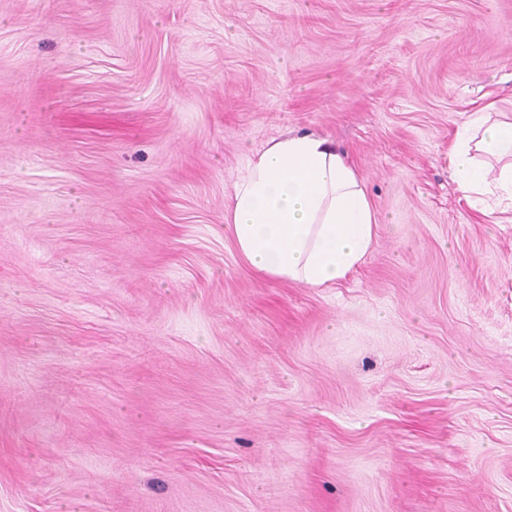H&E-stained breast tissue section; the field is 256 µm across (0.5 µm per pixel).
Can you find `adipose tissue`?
<instances>
[{
	"instance_id": "obj_1",
	"label": "adipose tissue",
	"mask_w": 512,
	"mask_h": 512,
	"mask_svg": "<svg viewBox=\"0 0 512 512\" xmlns=\"http://www.w3.org/2000/svg\"><path fill=\"white\" fill-rule=\"evenodd\" d=\"M480 153L500 161L501 182L512 189V118L474 112L459 126L449 161L470 198L489 174ZM228 228L238 255L259 276L319 288L363 262L376 219L356 172L327 139L288 133L247 158Z\"/></svg>"
}]
</instances>
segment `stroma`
<instances>
[{"label": "stroma", "instance_id": "obj_1", "mask_svg": "<svg viewBox=\"0 0 512 512\" xmlns=\"http://www.w3.org/2000/svg\"><path fill=\"white\" fill-rule=\"evenodd\" d=\"M512 0H0V512H512ZM329 139L378 228L328 288L226 227ZM475 153L492 156L498 162L506 160L500 169V179L512 193V118H493L492 112H472L456 132L449 153L452 178L474 205L475 195L489 174L488 167L476 160Z\"/></svg>", "mask_w": 512, "mask_h": 512}]
</instances>
